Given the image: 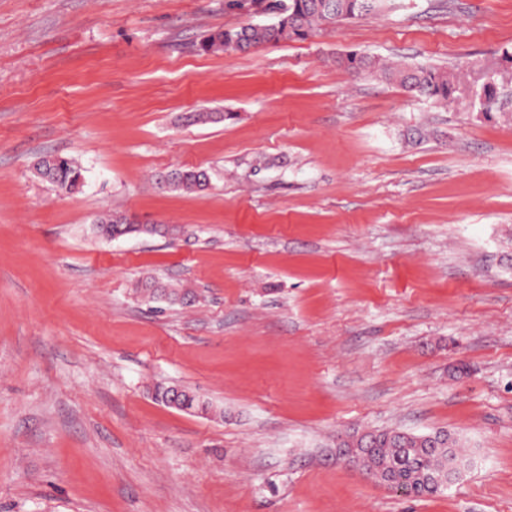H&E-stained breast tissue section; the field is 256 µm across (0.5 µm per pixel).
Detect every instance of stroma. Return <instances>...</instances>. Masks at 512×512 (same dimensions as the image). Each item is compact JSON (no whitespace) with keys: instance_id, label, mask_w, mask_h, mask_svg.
Returning <instances> with one entry per match:
<instances>
[{"instance_id":"obj_1","label":"stroma","mask_w":512,"mask_h":512,"mask_svg":"<svg viewBox=\"0 0 512 512\" xmlns=\"http://www.w3.org/2000/svg\"><path fill=\"white\" fill-rule=\"evenodd\" d=\"M268 2L0 0V512H512V0L197 51ZM351 49L459 91L338 68ZM45 155L83 189L37 178ZM186 168L206 192L157 186ZM116 211L172 231L99 238ZM150 277L193 302L139 297ZM387 428L451 431L474 465L410 498L335 458ZM336 65L350 72L380 76L402 87L412 96H423L448 103L457 91L456 75L430 65H402L388 68L375 57L349 51L336 57ZM36 173L66 194L79 192L84 185L82 168L66 157L53 155L51 163L36 167Z\"/></svg>"}]
</instances>
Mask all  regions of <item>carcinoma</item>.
I'll return each mask as SVG.
<instances>
[{
  "label": "carcinoma",
  "mask_w": 512,
  "mask_h": 512,
  "mask_svg": "<svg viewBox=\"0 0 512 512\" xmlns=\"http://www.w3.org/2000/svg\"><path fill=\"white\" fill-rule=\"evenodd\" d=\"M384 0H274L269 8L276 14L270 24H246L217 30L199 42L203 53L247 52L264 44L306 40L313 34L336 25L360 19L380 10ZM336 65L350 72L369 73L395 83L413 96L449 102L457 91L456 75L430 65H402L389 68L380 60L361 51H349L336 57ZM42 179L59 191L73 194L84 185L82 168L73 160L53 156L52 162L36 168ZM159 182L169 189L200 193L210 186V176L203 169L171 171ZM94 232L105 236H139L146 233L137 216L114 213L98 221ZM175 401L191 411L205 412L208 405L194 392L183 390ZM373 446L363 451L367 470L390 468L399 473L398 490L414 497H431L443 492L438 481L448 474V466L461 460L457 438L439 433L433 441L425 434L391 429L375 432Z\"/></svg>",
  "instance_id": "cac0c4a2"
}]
</instances>
